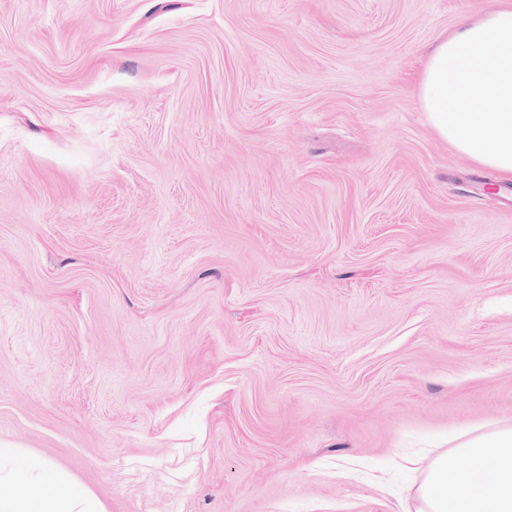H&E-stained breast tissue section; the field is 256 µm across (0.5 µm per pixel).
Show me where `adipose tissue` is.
<instances>
[{
  "instance_id": "adipose-tissue-1",
  "label": "adipose tissue",
  "mask_w": 512,
  "mask_h": 512,
  "mask_svg": "<svg viewBox=\"0 0 512 512\" xmlns=\"http://www.w3.org/2000/svg\"><path fill=\"white\" fill-rule=\"evenodd\" d=\"M419 86L438 134L512 182V8L439 38ZM20 459L19 448L0 443V512H106L49 464ZM413 512H512V426L475 428L435 453Z\"/></svg>"
}]
</instances>
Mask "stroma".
<instances>
[{
    "label": "stroma",
    "instance_id": "35a3bbf8",
    "mask_svg": "<svg viewBox=\"0 0 512 512\" xmlns=\"http://www.w3.org/2000/svg\"><path fill=\"white\" fill-rule=\"evenodd\" d=\"M512 0H0V442L107 512H406L512 426V206L428 120Z\"/></svg>",
    "mask_w": 512,
    "mask_h": 512
}]
</instances>
